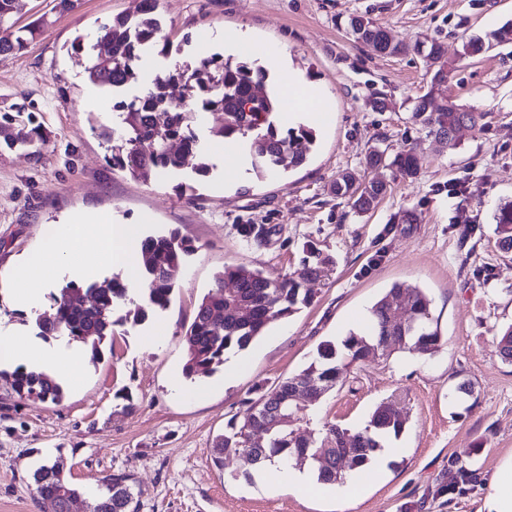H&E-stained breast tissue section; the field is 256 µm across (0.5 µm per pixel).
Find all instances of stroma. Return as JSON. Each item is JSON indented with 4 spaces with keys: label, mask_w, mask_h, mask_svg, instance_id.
<instances>
[{
    "label": "stroma",
    "mask_w": 512,
    "mask_h": 512,
    "mask_svg": "<svg viewBox=\"0 0 512 512\" xmlns=\"http://www.w3.org/2000/svg\"><path fill=\"white\" fill-rule=\"evenodd\" d=\"M53 6L18 0L19 24L43 14L51 23L26 49L0 58V109L25 106L48 138L40 161L0 148V336L23 333L41 345L34 317L50 314L51 296L69 273L48 279L37 311L18 308L7 281L46 230L69 217L95 211L139 225L145 236L175 229L197 250L170 306L115 326L101 357L87 360L81 384L65 386L60 403L18 397L0 379V512H42L31 474L58 456L82 489L112 473L132 474L139 512H485L492 475L512 459V365L501 361L495 339L512 323V251L499 248L493 219L512 198V45L477 57L465 56L463 46L512 21V0H159L172 44L168 57L155 59L161 70L222 53L219 38L241 32L249 39L241 58L259 60L260 46L280 44L287 70L318 84L329 109L301 167L256 178L231 150L214 149L216 118L206 112L195 131L209 174L196 175L192 158L179 174L147 182L108 162L96 128L111 125L112 105L84 108L87 55L71 48L76 36L93 37L115 16L135 15L137 0H80L63 14ZM354 14L389 31L405 53L383 55L355 40L346 28ZM430 38L457 64L439 96L486 115L484 126L461 128L452 147L411 119L412 101L428 91L433 73L415 46ZM376 93L385 95L386 111L368 107ZM379 141L392 156L413 151L416 176L369 168L366 153ZM342 171L359 184L381 178L390 190L374 211L357 213L330 191ZM181 182L193 185L191 197L178 195ZM406 212L413 223H400ZM245 224L265 228L264 240H245ZM310 249L333 260L327 276L306 282L311 303L240 351L243 366L232 381L223 366L185 377L184 332L215 273L243 264L281 278L300 269ZM395 283L427 292L440 350L357 363L294 425L304 437L326 424L357 430L379 403L396 400L407 425L393 440L402 453L386 474L342 507L332 494L306 497L244 479L246 464L235 456L216 467L213 440L228 420H243L247 399L300 373L320 343L363 329ZM175 379L182 392L172 390ZM455 457L479 469L481 485L451 499L434 496Z\"/></svg>",
    "instance_id": "1"
}]
</instances>
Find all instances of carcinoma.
<instances>
[{
  "instance_id": "obj_1",
  "label": "carcinoma",
  "mask_w": 512,
  "mask_h": 512,
  "mask_svg": "<svg viewBox=\"0 0 512 512\" xmlns=\"http://www.w3.org/2000/svg\"><path fill=\"white\" fill-rule=\"evenodd\" d=\"M136 16H117L101 27L96 42L84 43V37L74 39L72 47L88 54L85 69L88 81L102 89L122 92L139 83V63L149 54L169 55V44L161 36V24L156 17L159 0H143ZM16 0H0V57L6 58L23 50L49 24L46 16L17 26ZM351 35L370 43L381 54L396 56L406 47L393 40L389 32L362 16L349 20ZM512 44V22H507L487 38L468 41L464 54L477 56L495 46ZM435 69L430 89L416 98L411 118L428 129L436 138L448 135L460 127H475L484 120V112H466L456 103L436 101L435 88L444 85L455 71L445 57L442 44L428 39L416 46ZM268 71L247 60H235L211 55L194 68L174 66L152 86L123 98L113 105L112 128L100 129L99 136L112 143V165L134 179L148 181L158 174L176 173L185 165L187 155L202 151L194 130L202 112L224 113V123L213 127L210 135L226 141L237 139L247 143L252 156V170L258 176L278 167L289 169L303 165L315 144V131L309 127L282 129L278 123L279 100L266 90ZM4 142L11 148L30 151L38 161L44 157L46 139L39 125L23 126L8 135ZM371 168L396 167L404 177L416 175L412 152L388 159L385 151L371 149L366 155ZM331 192L347 199L360 212L374 208L387 193L383 180L372 179L355 185L345 172L336 175ZM499 244L512 250V200L500 204L494 215ZM144 284L141 297L132 299L134 308L124 319L145 320L150 311L165 310L171 302L185 258L197 250L191 242L179 237L177 231L147 236L141 244ZM331 263L320 252H310L295 275L274 279L262 270L244 265H226L214 275L212 289L198 303L195 316L184 334L187 358L186 376L210 373L224 365L231 349H246L264 334L275 319L288 316L311 302L301 288L309 275H326ZM129 296L128 288L118 281L104 280L83 286L69 281L53 297L54 318L35 319L37 335L48 339L66 336L79 342L93 357L101 354V344L114 336L113 309ZM404 299L410 322L406 324L404 349L420 353H435L442 345L438 325L434 324L432 300L420 288L392 287L373 305L368 333L351 332L341 346L324 342L317 357L301 373L289 377L251 405L252 411L238 424H228L216 437L213 459L223 465L229 455L244 458L251 467H261L279 460H310V465L322 483H335L343 475L336 470V460L346 457L350 467H360L383 448L382 438L398 435L406 425L400 412L387 402L380 403L372 413L369 425L361 431H350L336 425L328 426L315 438H297L288 425L280 426L265 436L262 447L254 446L252 430L264 425L268 415L279 412L290 418L300 410L291 400V389L316 381L327 389L336 387L347 377L349 368L359 362L360 342L370 336L386 335L391 316L399 310L398 299ZM501 360L512 364V325L498 335ZM0 371V377L4 376ZM13 391L21 398L58 403L63 398V386L44 371L27 370L22 366L7 374ZM455 469L449 482L436 485L434 495H462L482 484L478 470L458 459L449 461ZM35 493L47 512H73V506L83 498V492L65 474L64 461L47 459L32 473ZM103 490L87 505V512H138L140 491L129 473L111 474L102 479Z\"/></svg>"
}]
</instances>
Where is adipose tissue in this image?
Instances as JSON below:
<instances>
[{
	"label": "adipose tissue",
	"mask_w": 512,
	"mask_h": 512,
	"mask_svg": "<svg viewBox=\"0 0 512 512\" xmlns=\"http://www.w3.org/2000/svg\"><path fill=\"white\" fill-rule=\"evenodd\" d=\"M282 91L288 117L306 124L318 123L327 104L313 83L295 77L282 82ZM139 228L134 224H115L103 214H80L69 222L54 227L44 240V254L65 262L73 277L93 276L94 270L84 257L94 254L101 262L124 270L130 293L140 294L142 284L138 277ZM45 275L37 259L25 260L12 274L10 286L13 300L30 307L43 297ZM85 359L80 344L65 349H33L26 336H0V365L21 362L35 369L54 366L71 382H79Z\"/></svg>",
	"instance_id": "adipose-tissue-1"
}]
</instances>
